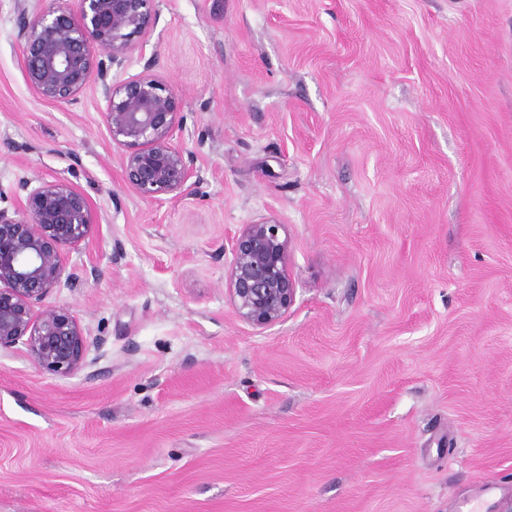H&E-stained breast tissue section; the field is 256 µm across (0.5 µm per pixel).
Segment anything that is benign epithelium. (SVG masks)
I'll list each match as a JSON object with an SVG mask.
<instances>
[{"mask_svg":"<svg viewBox=\"0 0 512 512\" xmlns=\"http://www.w3.org/2000/svg\"><path fill=\"white\" fill-rule=\"evenodd\" d=\"M15 0L17 40L27 84L47 103L68 105L89 85L106 104L112 141L126 149L121 166L127 185L141 198L190 196L197 185L192 156L172 142L179 123L176 91L152 69L122 82L112 68L124 64L129 40L151 31L154 0ZM24 194L13 213L0 210V348L27 344L37 364L72 375L86 366L89 343L67 307L42 306L65 272L64 255L92 234L89 198L65 178L19 181ZM284 225L263 218L243 225L232 242L230 301L256 328L288 313L296 284L288 271Z\"/></svg>","mask_w":512,"mask_h":512,"instance_id":"benign-epithelium-1","label":"benign epithelium"}]
</instances>
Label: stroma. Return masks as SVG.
Listing matches in <instances>:
<instances>
[{"label":"stroma","mask_w":512,"mask_h":512,"mask_svg":"<svg viewBox=\"0 0 512 512\" xmlns=\"http://www.w3.org/2000/svg\"><path fill=\"white\" fill-rule=\"evenodd\" d=\"M194 195L150 201L86 89L28 86L0 0V209L67 178L96 224L45 299L74 375L0 349V512H461L512 490V0H155ZM283 224L265 329L232 238ZM283 224L263 218L243 225L232 242L228 273L230 301L256 328L269 327L288 313L296 284L288 271V236Z\"/></svg>","instance_id":"35a3bbf8"}]
</instances>
